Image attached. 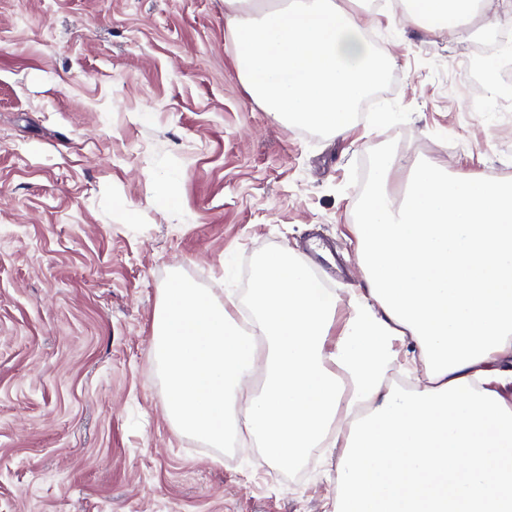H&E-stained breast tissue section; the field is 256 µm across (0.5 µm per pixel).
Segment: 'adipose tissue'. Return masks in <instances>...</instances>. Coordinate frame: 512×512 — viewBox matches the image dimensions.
Instances as JSON below:
<instances>
[{"instance_id": "obj_1", "label": "adipose tissue", "mask_w": 512, "mask_h": 512, "mask_svg": "<svg viewBox=\"0 0 512 512\" xmlns=\"http://www.w3.org/2000/svg\"><path fill=\"white\" fill-rule=\"evenodd\" d=\"M357 2L224 0L252 102L291 126L350 131L396 65L366 43ZM411 2L427 35L499 20L485 0ZM399 162L375 160L354 227L365 286L335 341L337 295L287 250L259 264L249 332L193 282L166 289L152 336L165 412L215 448L244 423L279 463L342 448L332 512H512V181L417 164L397 202ZM397 365L422 367L417 388L390 385ZM258 373L261 393L244 397Z\"/></svg>"}]
</instances>
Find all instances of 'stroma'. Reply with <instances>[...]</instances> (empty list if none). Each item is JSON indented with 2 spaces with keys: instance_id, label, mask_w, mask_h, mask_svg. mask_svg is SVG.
<instances>
[{
  "instance_id": "stroma-1",
  "label": "stroma",
  "mask_w": 512,
  "mask_h": 512,
  "mask_svg": "<svg viewBox=\"0 0 512 512\" xmlns=\"http://www.w3.org/2000/svg\"><path fill=\"white\" fill-rule=\"evenodd\" d=\"M493 7L428 37L365 5L397 65L336 138L252 102L224 0H0V512H331L341 449L287 467L245 425L214 448L170 422L157 305L186 278L248 306L255 259L313 239L349 298L379 152L512 163V83L471 111L463 64L512 38Z\"/></svg>"
}]
</instances>
